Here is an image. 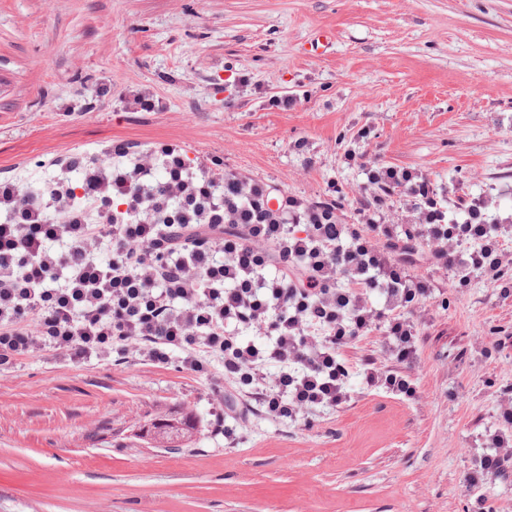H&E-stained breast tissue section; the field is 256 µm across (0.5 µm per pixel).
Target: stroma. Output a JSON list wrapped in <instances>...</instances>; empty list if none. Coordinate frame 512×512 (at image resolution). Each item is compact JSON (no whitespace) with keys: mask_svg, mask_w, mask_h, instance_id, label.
Segmentation results:
<instances>
[{"mask_svg":"<svg viewBox=\"0 0 512 512\" xmlns=\"http://www.w3.org/2000/svg\"><path fill=\"white\" fill-rule=\"evenodd\" d=\"M119 144L335 201L351 225L380 194L368 161L510 216L512 0H0V176L37 191L54 158ZM416 270L435 290L405 400L364 380L391 364L379 328L342 351L345 404L291 423L245 397L231 441L213 380L175 357L0 370V512H512V476L466 482L512 393V298L424 253ZM174 411L196 419L185 448L136 438Z\"/></svg>","mask_w":512,"mask_h":512,"instance_id":"35a3bbf8","label":"stroma"}]
</instances>
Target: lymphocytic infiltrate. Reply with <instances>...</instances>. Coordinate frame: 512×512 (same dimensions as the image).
Returning <instances> with one entry per match:
<instances>
[{
    "instance_id": "1",
    "label": "lymphocytic infiltrate",
    "mask_w": 512,
    "mask_h": 512,
    "mask_svg": "<svg viewBox=\"0 0 512 512\" xmlns=\"http://www.w3.org/2000/svg\"><path fill=\"white\" fill-rule=\"evenodd\" d=\"M115 154L107 166L84 154L55 160L38 193L0 178V367L43 352L84 363L130 350L164 365L176 351L199 375L221 362L232 387L221 395L225 409L255 395L266 414L295 422L348 401L340 352L376 326L389 357L414 362L410 313L431 294L413 271L419 248L457 287L481 277L512 297V224L487 221L485 198L459 221L422 176L373 163L370 184L419 200L413 229L382 223L380 208L367 207L357 229L330 220L228 232L216 222L224 208L216 189L209 223L155 224L158 198L142 189L148 164L121 147ZM243 328L265 331L267 342L243 340ZM498 420L470 485L512 465L511 393Z\"/></svg>"
}]
</instances>
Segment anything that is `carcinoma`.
Returning a JSON list of instances; mask_svg holds the SVG:
<instances>
[{"mask_svg": "<svg viewBox=\"0 0 512 512\" xmlns=\"http://www.w3.org/2000/svg\"><path fill=\"white\" fill-rule=\"evenodd\" d=\"M216 184L224 190L225 224H286L288 223V196L279 189L251 181L245 177L226 174L218 169L211 171ZM277 199V208L270 206L271 199ZM182 203L173 198L167 201L163 211L156 215L158 224H183L174 214L180 212ZM197 431L196 421L190 415L161 419L151 423L146 433H136L140 439L165 445L167 448L183 447V439H191Z\"/></svg>", "mask_w": 512, "mask_h": 512, "instance_id": "1", "label": "carcinoma"}]
</instances>
